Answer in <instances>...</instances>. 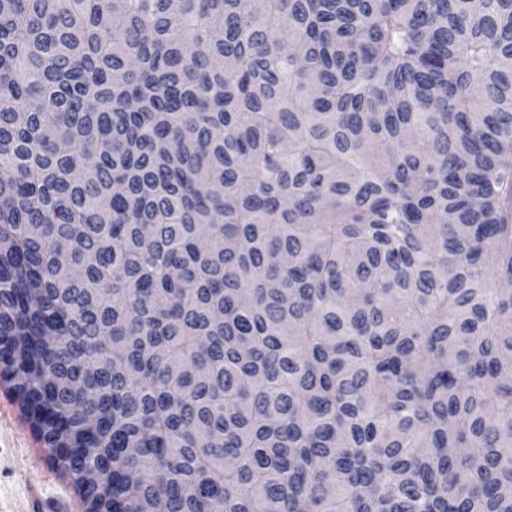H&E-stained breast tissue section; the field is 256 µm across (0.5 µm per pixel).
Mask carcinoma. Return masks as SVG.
<instances>
[{
	"label": "carcinoma",
	"mask_w": 512,
	"mask_h": 512,
	"mask_svg": "<svg viewBox=\"0 0 512 512\" xmlns=\"http://www.w3.org/2000/svg\"><path fill=\"white\" fill-rule=\"evenodd\" d=\"M491 277L512 0H0V366L91 512H512Z\"/></svg>",
	"instance_id": "carcinoma-1"
}]
</instances>
